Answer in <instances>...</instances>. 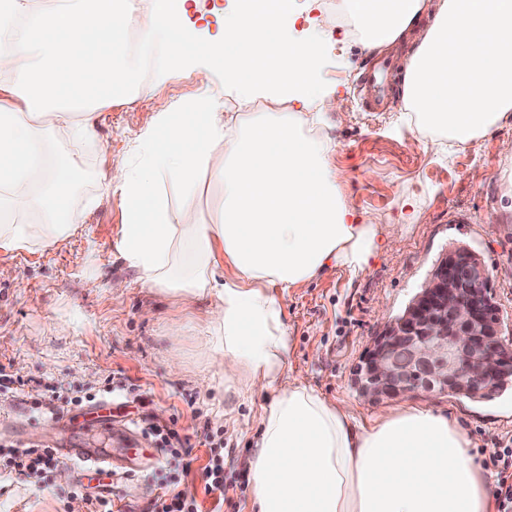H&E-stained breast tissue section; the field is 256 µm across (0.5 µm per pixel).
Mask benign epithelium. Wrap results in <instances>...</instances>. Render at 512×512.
Segmentation results:
<instances>
[{
  "instance_id": "7a95c632",
  "label": "benign epithelium",
  "mask_w": 512,
  "mask_h": 512,
  "mask_svg": "<svg viewBox=\"0 0 512 512\" xmlns=\"http://www.w3.org/2000/svg\"><path fill=\"white\" fill-rule=\"evenodd\" d=\"M478 255L450 248L405 309L372 337L353 383L370 402L419 392L488 399L512 379V346Z\"/></svg>"
}]
</instances>
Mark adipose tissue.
Wrapping results in <instances>:
<instances>
[{
	"instance_id": "adipose-tissue-1",
	"label": "adipose tissue",
	"mask_w": 512,
	"mask_h": 512,
	"mask_svg": "<svg viewBox=\"0 0 512 512\" xmlns=\"http://www.w3.org/2000/svg\"><path fill=\"white\" fill-rule=\"evenodd\" d=\"M271 20L251 25L248 5L224 19L221 39L187 17L186 0H149L136 19L123 0H0V251L68 236L77 163L47 129L87 139L94 111L133 87L138 59L127 32L171 46V61L200 70L203 91L163 113L99 184L125 203L120 248L148 287L182 305L210 301L207 345L224 390L265 394L253 420L252 512H492L487 479L469 454L477 438L441 411L402 403L362 421L305 381H286L294 343L280 292L336 271L360 277L398 244L392 225L358 212L336 183L333 144L318 112H254L260 97L324 98L317 75L327 32L294 38L295 0H263ZM365 46L400 57L401 118L435 153L468 144L512 118V0H348ZM241 111L229 118L208 63ZM222 193L198 221L184 198L203 178Z\"/></svg>"
}]
</instances>
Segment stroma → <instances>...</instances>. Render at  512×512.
<instances>
[{
    "mask_svg": "<svg viewBox=\"0 0 512 512\" xmlns=\"http://www.w3.org/2000/svg\"><path fill=\"white\" fill-rule=\"evenodd\" d=\"M236 0H188L190 19L210 35L224 34V17ZM337 65L322 81L336 95L340 113L327 102L313 109L326 115V131L334 143L330 164L338 184L348 187L358 209L380 224H394L396 249L378 257L357 280L338 273L288 290L282 297L284 323L295 343L287 379H303L326 399L340 401L361 419L380 414L384 403L359 395L352 373L369 340L401 313L426 280L437 258L448 248L473 249L489 272V286L499 308L506 343L512 344V213L500 208V197L512 186V157L503 151L512 143V119L440 158L414 144L406 129H394L405 109L404 75L393 70L395 96L381 112L364 111L357 94L366 68L375 60L361 40L329 46ZM199 90L195 73L172 70L150 94L132 100L113 99L95 119L96 138L78 142L57 131L48 135L59 152L78 163L79 180L71 206L79 218L76 232L57 242L29 250L0 251V366L19 385L14 397L1 400L12 420L0 428V446L49 448L77 438L85 446L118 448L126 431L143 447H151L142 426L125 406V390L147 396L154 421L176 419L182 435L194 444L193 462L183 486L194 492L201 512H226L217 495L205 494L201 470L207 462L199 446L204 422L224 430V475L250 480L249 459L255 431L251 418L265 397H226L221 359L202 355L207 303L182 306L169 295L149 288L120 254L117 245L124 222L120 194L98 185L99 174L131 161V148L155 128L160 113L191 99ZM421 193L417 218L395 225L403 200ZM181 322L183 336L173 341L172 322ZM183 367L170 369L173 352ZM122 375L121 390L111 407L68 410L70 428L54 425L51 415L30 412L29 396L45 387L71 393L102 388L111 375ZM411 403L448 412L466 435L479 439L474 449L485 462L498 448L512 446V385L494 397L475 402L448 394H415ZM145 479L114 470L107 482L116 512H147L157 485L176 475L162 463L144 461ZM83 483L81 494L60 501L57 493ZM97 481L81 465L64 462L48 475L46 488L25 481L0 480V512H94Z\"/></svg>",
    "mask_w": 512,
    "mask_h": 512,
    "instance_id": "35a3bbf8",
    "label": "stroma"
}]
</instances>
